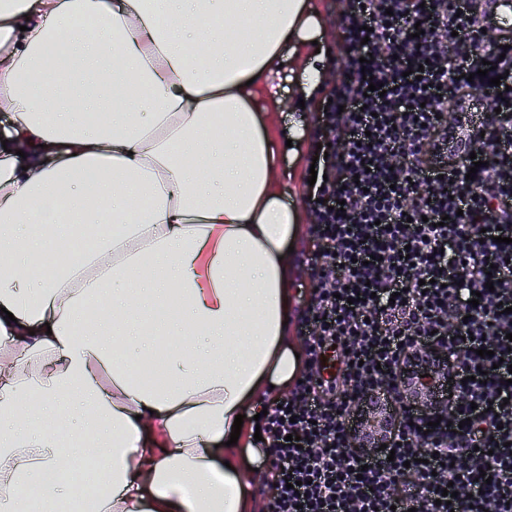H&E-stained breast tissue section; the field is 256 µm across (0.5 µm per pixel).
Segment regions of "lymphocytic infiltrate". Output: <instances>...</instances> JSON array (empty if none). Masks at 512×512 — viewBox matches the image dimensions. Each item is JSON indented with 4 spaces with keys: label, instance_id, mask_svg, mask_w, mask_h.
I'll list each match as a JSON object with an SVG mask.
<instances>
[{
    "label": "lymphocytic infiltrate",
    "instance_id": "obj_1",
    "mask_svg": "<svg viewBox=\"0 0 512 512\" xmlns=\"http://www.w3.org/2000/svg\"><path fill=\"white\" fill-rule=\"evenodd\" d=\"M492 3L336 0L342 79L316 117L312 289L291 316L304 364L259 419L265 512H512V47L481 38ZM486 61L508 90L472 126ZM426 348L450 392L429 410L398 382ZM367 395L402 409L368 453L346 445Z\"/></svg>",
    "mask_w": 512,
    "mask_h": 512
}]
</instances>
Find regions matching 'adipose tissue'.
I'll use <instances>...</instances> for the list:
<instances>
[{
	"mask_svg": "<svg viewBox=\"0 0 512 512\" xmlns=\"http://www.w3.org/2000/svg\"><path fill=\"white\" fill-rule=\"evenodd\" d=\"M321 38L307 0H0V512H253L234 419L302 367L255 98L287 56L313 97Z\"/></svg>",
	"mask_w": 512,
	"mask_h": 512,
	"instance_id": "1",
	"label": "adipose tissue"
}]
</instances>
